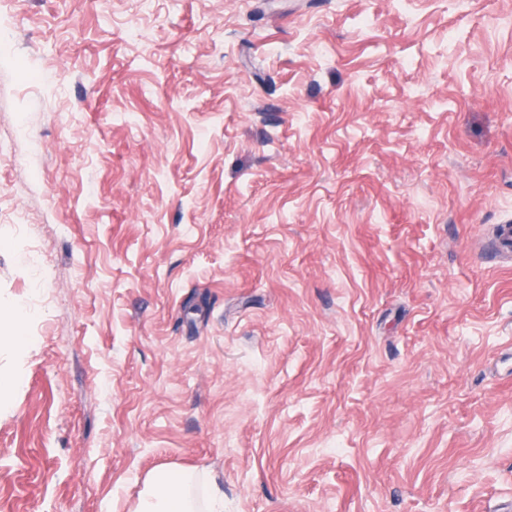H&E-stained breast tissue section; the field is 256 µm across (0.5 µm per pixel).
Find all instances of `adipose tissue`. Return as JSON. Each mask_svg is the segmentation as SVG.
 <instances>
[{
	"label": "adipose tissue",
	"instance_id": "1",
	"mask_svg": "<svg viewBox=\"0 0 512 512\" xmlns=\"http://www.w3.org/2000/svg\"><path fill=\"white\" fill-rule=\"evenodd\" d=\"M183 471L159 469L143 484L134 512H197L198 505Z\"/></svg>",
	"mask_w": 512,
	"mask_h": 512
}]
</instances>
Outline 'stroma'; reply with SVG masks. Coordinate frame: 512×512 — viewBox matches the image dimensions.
<instances>
[{
	"instance_id": "obj_1",
	"label": "stroma",
	"mask_w": 512,
	"mask_h": 512,
	"mask_svg": "<svg viewBox=\"0 0 512 512\" xmlns=\"http://www.w3.org/2000/svg\"><path fill=\"white\" fill-rule=\"evenodd\" d=\"M0 15V512L512 501V0ZM184 471L159 469L150 473L139 493L134 512H196L197 502Z\"/></svg>"
}]
</instances>
